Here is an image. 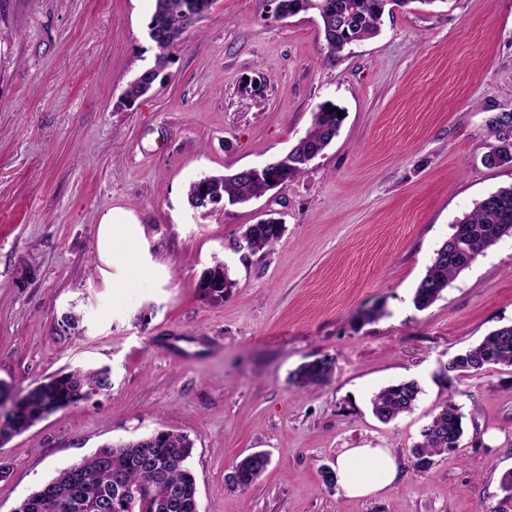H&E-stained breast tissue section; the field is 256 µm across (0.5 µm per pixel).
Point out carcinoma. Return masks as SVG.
I'll list each match as a JSON object with an SVG mask.
<instances>
[{"mask_svg":"<svg viewBox=\"0 0 512 512\" xmlns=\"http://www.w3.org/2000/svg\"><path fill=\"white\" fill-rule=\"evenodd\" d=\"M213 0H155V10L147 28L155 33L151 39L157 50L154 66L143 70L124 91V99L133 104L145 95L147 86L159 78L168 62L170 49L195 15L209 11ZM387 0H280L286 16L314 10L323 27L336 21V14L347 12L354 20L356 40L375 35L386 12ZM338 104L326 100L313 113L310 127L288 151V162L273 170H263L250 177L233 171L206 175L188 186L187 201L214 191L224 196V203H248L267 194L274 179L286 186L308 173L311 163L337 136L344 118ZM486 133L494 139L486 153L484 166L493 169L512 164V124L505 126L495 117L486 122ZM285 226L271 220L252 224L243 233L245 249L256 253L272 248L283 236ZM504 237H512V185L487 195L474 209L456 221L454 233L436 250L426 275L416 287L413 303L422 311L431 306L463 270L488 248ZM212 279L219 288H197L201 297L211 302L224 299L236 285L231 269L217 261ZM335 361L321 357L300 365L290 375V382L302 390L321 386L330 380ZM512 366V325L501 326L476 345L458 353L448 362V370L461 374L481 375L491 368ZM112 388L110 368L106 366L75 368L43 378L12 402L11 410L0 417V440H11L36 422L61 409L76 407L95 392ZM421 388L414 380L390 384L372 400L376 418L389 423L413 410ZM463 435L460 407L448 400L422 431V442L413 448L415 465L427 470L431 459L459 445ZM193 442L188 436L171 430H156L150 440L137 439L104 444L95 453L58 472L49 482L27 495L15 512H196V482L187 462ZM269 460L243 457L235 463L238 477L230 485L243 492L249 490L266 470ZM121 476L123 486L135 492L130 498L118 492L114 481Z\"/></svg>","mask_w":512,"mask_h":512,"instance_id":"obj_1","label":"carcinoma"}]
</instances>
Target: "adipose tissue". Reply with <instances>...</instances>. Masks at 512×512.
<instances>
[{
  "label": "adipose tissue",
  "instance_id": "obj_1",
  "mask_svg": "<svg viewBox=\"0 0 512 512\" xmlns=\"http://www.w3.org/2000/svg\"><path fill=\"white\" fill-rule=\"evenodd\" d=\"M339 487L349 497L375 496L400 474L396 456L387 448H344L334 464Z\"/></svg>",
  "mask_w": 512,
  "mask_h": 512
}]
</instances>
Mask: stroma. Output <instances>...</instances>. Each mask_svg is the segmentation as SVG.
<instances>
[{
    "label": "stroma",
    "instance_id": "obj_1",
    "mask_svg": "<svg viewBox=\"0 0 512 512\" xmlns=\"http://www.w3.org/2000/svg\"><path fill=\"white\" fill-rule=\"evenodd\" d=\"M155 0H0V381L110 367L112 389L0 446V512L57 470L159 428L194 443L200 512H512V367L447 369L512 324V238L491 246L425 310L416 286L457 219L512 167L488 169L490 115L512 111V0H413L380 33L328 54L315 12L279 19L270 0H214L155 87ZM332 100L346 118L307 175L202 217L192 181L286 153ZM269 216L272 249L236 251ZM132 225L131 257H108L106 220ZM232 267L223 301L201 271ZM75 312L77 331L62 332ZM323 356L309 391L289 376ZM401 380L421 393L379 422L371 398ZM457 450L416 468L423 427L448 400ZM343 448H389L401 475L370 498L326 487ZM270 463L248 491L233 463ZM226 262L215 261L212 266V279L221 284L222 288H213V286H204V276L201 275L197 288L201 297L211 302H217L224 299V294L229 293L236 285V280L232 278L231 268H228ZM224 287V288H223ZM335 361L332 357H321L300 365L290 375V382L302 390L321 386L330 380Z\"/></svg>",
    "mask_w": 512,
    "mask_h": 512
}]
</instances>
